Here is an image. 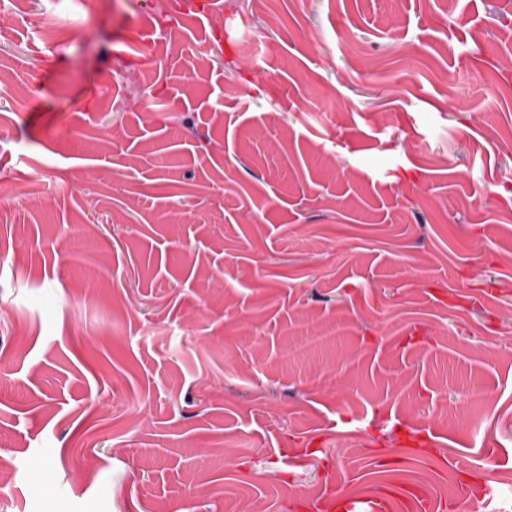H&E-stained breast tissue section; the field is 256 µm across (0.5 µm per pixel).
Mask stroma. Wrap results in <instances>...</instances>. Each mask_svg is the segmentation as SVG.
I'll use <instances>...</instances> for the list:
<instances>
[{
    "instance_id": "35a3bbf8",
    "label": "stroma",
    "mask_w": 512,
    "mask_h": 512,
    "mask_svg": "<svg viewBox=\"0 0 512 512\" xmlns=\"http://www.w3.org/2000/svg\"><path fill=\"white\" fill-rule=\"evenodd\" d=\"M0 512H512V0H0ZM340 507L346 512H386L390 510L388 501L381 498H350L341 497Z\"/></svg>"
}]
</instances>
